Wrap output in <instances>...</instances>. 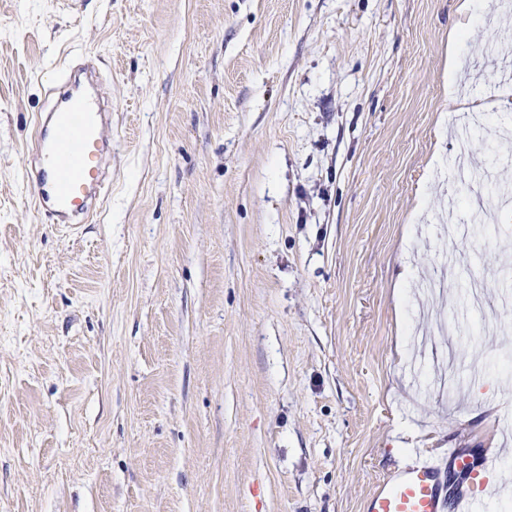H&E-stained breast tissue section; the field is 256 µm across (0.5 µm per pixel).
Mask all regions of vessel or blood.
<instances>
[{
  "label": "vessel or blood",
  "mask_w": 512,
  "mask_h": 512,
  "mask_svg": "<svg viewBox=\"0 0 512 512\" xmlns=\"http://www.w3.org/2000/svg\"><path fill=\"white\" fill-rule=\"evenodd\" d=\"M102 105L90 89L58 99L38 121L35 165L28 179L35 203L59 224H80L92 217L106 188ZM466 472L471 487L452 492L448 466ZM498 460L470 466L458 449L447 455L413 454L391 477L380 482L365 512H483Z\"/></svg>",
  "instance_id": "vessel-or-blood-1"
}]
</instances>
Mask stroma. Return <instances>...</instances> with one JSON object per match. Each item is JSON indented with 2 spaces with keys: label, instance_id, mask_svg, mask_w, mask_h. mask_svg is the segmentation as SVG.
Segmentation results:
<instances>
[{
  "label": "stroma",
  "instance_id": "1",
  "mask_svg": "<svg viewBox=\"0 0 512 512\" xmlns=\"http://www.w3.org/2000/svg\"><path fill=\"white\" fill-rule=\"evenodd\" d=\"M456 2L0 0V512H364L447 445L512 485V237L449 171L453 114L512 131V9ZM88 62L112 181L56 224ZM102 105L91 89L58 99L38 121L35 165L28 179L39 210L56 224L89 221L104 194Z\"/></svg>",
  "mask_w": 512,
  "mask_h": 512
}]
</instances>
